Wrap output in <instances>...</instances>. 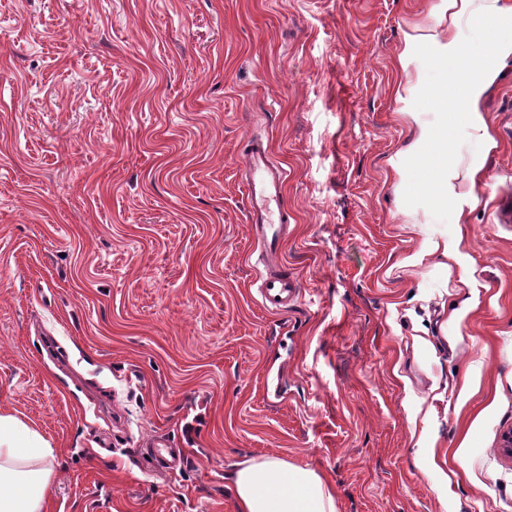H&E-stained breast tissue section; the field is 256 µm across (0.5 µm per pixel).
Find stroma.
<instances>
[{
	"label": "stroma",
	"instance_id": "1",
	"mask_svg": "<svg viewBox=\"0 0 512 512\" xmlns=\"http://www.w3.org/2000/svg\"><path fill=\"white\" fill-rule=\"evenodd\" d=\"M442 9L0 0V410L54 450L47 512H236L225 472L273 455L336 512H512V57L481 139L427 98ZM424 126L452 132L444 204ZM255 138L286 175L280 312ZM262 304L271 310L287 309L299 296V287L293 278L280 270L270 271L260 285Z\"/></svg>",
	"mask_w": 512,
	"mask_h": 512
}]
</instances>
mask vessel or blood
I'll use <instances>...</instances> for the list:
<instances>
[{
  "instance_id": "1",
  "label": "vessel or blood",
  "mask_w": 512,
  "mask_h": 512,
  "mask_svg": "<svg viewBox=\"0 0 512 512\" xmlns=\"http://www.w3.org/2000/svg\"><path fill=\"white\" fill-rule=\"evenodd\" d=\"M244 164L248 219L261 249L274 259L281 251L289 222L284 206V172L274 162L268 146L257 139L251 141ZM260 295L265 308L283 310L297 299L299 287L294 279L274 270L263 277Z\"/></svg>"
}]
</instances>
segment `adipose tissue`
Here are the masks:
<instances>
[{
	"label": "adipose tissue",
	"mask_w": 512,
	"mask_h": 512,
	"mask_svg": "<svg viewBox=\"0 0 512 512\" xmlns=\"http://www.w3.org/2000/svg\"><path fill=\"white\" fill-rule=\"evenodd\" d=\"M448 42L443 60L460 76L432 88L443 112L456 113L481 130L478 104L499 74L495 66H477L457 52L461 20L478 16L493 26L512 22V0H444ZM53 450L37 431L14 415L0 412V512H45L53 477ZM237 512H336L331 487L314 471L265 456L235 464L228 475Z\"/></svg>",
	"instance_id": "adipose-tissue-1"
}]
</instances>
